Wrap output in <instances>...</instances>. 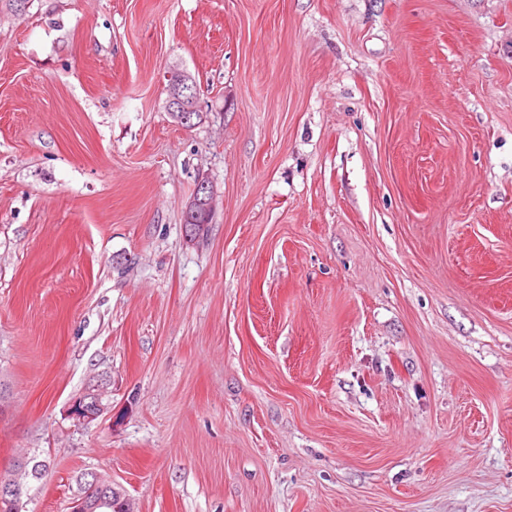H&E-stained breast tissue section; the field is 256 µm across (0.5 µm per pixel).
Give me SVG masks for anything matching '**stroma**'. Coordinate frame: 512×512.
I'll return each instance as SVG.
<instances>
[{"label":"stroma","instance_id":"35a3bbf8","mask_svg":"<svg viewBox=\"0 0 512 512\" xmlns=\"http://www.w3.org/2000/svg\"><path fill=\"white\" fill-rule=\"evenodd\" d=\"M0 387L21 512H512V0L0 10ZM177 74L179 75L177 84L167 89V107L169 112H177V117L181 122L188 123L193 116L200 115L197 108L198 97L192 98L187 94H184V97L180 95L183 93L181 87L185 86L189 88L191 86L190 83L194 84V82L192 78L186 74ZM199 184L196 192L198 191ZM195 192V193H196ZM214 194L212 189L202 183L199 192L188 202L184 211V220L188 219L194 224H190L192 233H196L197 227H200L199 234L204 232L207 224H210L213 213ZM93 389H95V391H96L95 392L96 399H95L94 405L96 408H98L97 413L90 412V411H88L87 407H82L79 405V411H82L84 413V414H81L79 411L76 410L78 404H76V402H73L68 410V411H70V413H69L70 416L75 417L79 420H83V421H92V420H95L96 418H98L99 416L103 415L109 409V404L104 402L105 394L103 392L101 385L95 384L93 386ZM103 399H104V401H102ZM42 462H36L33 464L30 470L28 467L23 469L21 467L15 466L14 470L17 472L16 477L9 478V480L18 486H20L23 490V497L27 496L29 487L27 479L31 477L32 479H40L42 476V471L46 468L45 464H40ZM1 481V479H0ZM15 485L9 484V482H2L0 484V503L11 504L17 501H20L21 498V489ZM90 476L92 478L86 483L85 493L73 503V512H95L101 502L110 495H112L113 501L117 502L116 512H135L131 498L123 490L117 489L112 480L96 473H91ZM97 510L114 512L112 508H98Z\"/></svg>","mask_w":512,"mask_h":512}]
</instances>
